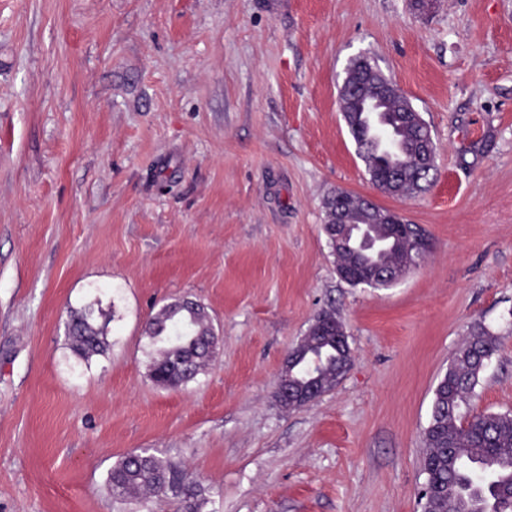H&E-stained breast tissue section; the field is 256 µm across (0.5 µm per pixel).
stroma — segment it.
I'll list each match as a JSON object with an SVG mask.
<instances>
[{"instance_id":"35a3bbf8","label":"stroma","mask_w":512,"mask_h":512,"mask_svg":"<svg viewBox=\"0 0 512 512\" xmlns=\"http://www.w3.org/2000/svg\"><path fill=\"white\" fill-rule=\"evenodd\" d=\"M361 55L439 148L413 198L370 183L340 112ZM340 190L402 213L424 261L343 281ZM95 287L109 347L85 362L66 324ZM183 298L218 344L169 389L143 330ZM324 310L353 364L282 410ZM479 323L499 344L470 409L512 411V0H0V512H178L110 495L143 448L203 512H422L434 391Z\"/></svg>"}]
</instances>
